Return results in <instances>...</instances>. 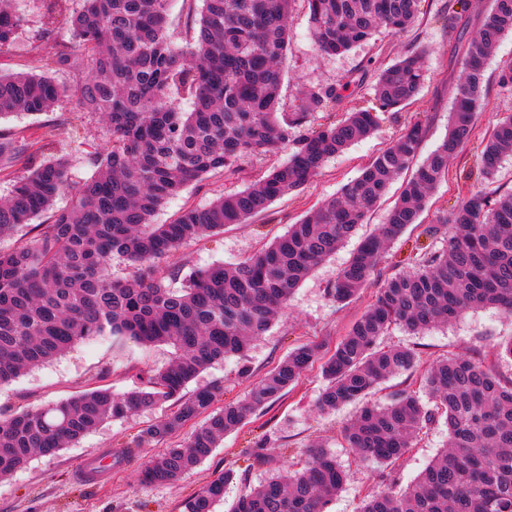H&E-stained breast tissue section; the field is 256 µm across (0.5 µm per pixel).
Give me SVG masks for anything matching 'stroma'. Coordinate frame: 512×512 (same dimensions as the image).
Instances as JSON below:
<instances>
[{
    "mask_svg": "<svg viewBox=\"0 0 512 512\" xmlns=\"http://www.w3.org/2000/svg\"><path fill=\"white\" fill-rule=\"evenodd\" d=\"M469 4L466 18L457 20L453 17L455 0H423L419 18L408 31L385 30L344 54L323 58L317 54L310 36L304 0H294L281 90L284 103H291L302 91L331 84L348 85L355 100L370 99L377 68L392 64L412 48L428 53L423 87L404 109L380 114L373 137L330 158L317 177L298 192L276 200L266 215L194 240L165 258L161 269L167 272L177 268L186 275L214 264L239 262L263 243L282 235L322 200L335 195L415 122L426 123L428 128L422 154L432 152L448 133V110L461 73V42L476 33L488 0H469ZM15 8L25 17V32L0 49V70L41 72L47 42L41 36L40 4L38 0H16ZM509 61L511 36L501 40L487 62L485 107L477 116L470 145L450 161L447 179L435 189L423 214L425 223H434L440 212L458 199L462 172L479 165L477 144L500 117L512 113V91L501 89L498 84V71ZM63 121L76 125L81 142L80 151L72 158V178L77 182L89 179L94 170L87 158L106 144L108 136L101 115L79 111L76 97L65 98L49 112L1 118L0 133L36 142L45 125ZM286 158L282 152L244 162L245 172L241 175L209 174L200 184L190 185L169 199L154 221L169 223L185 206H204L219 194L240 191L248 179L258 178ZM350 252L347 246L339 249L298 288L285 317L275 321L256 341L244 361L250 367L249 376L238 374L242 361L231 356L205 370L199 384H223L224 401H237L294 348L310 341L333 343L344 336L376 293L375 288L369 287L349 303L339 305L330 300L328 288ZM511 337L512 317L498 308L483 307L420 335L393 329L385 341L413 348L425 362L460 354L482 358L493 363L501 375L511 378L512 362L495 356L497 343ZM172 356V348L166 345L142 346L123 336L94 337L0 387V410L38 408L98 387L122 395L138 387L146 372L167 365ZM322 387L319 369H310L283 397L253 415L242 430L226 435L210 458L184 478L166 485H145L140 481L141 470L157 453V446H145L128 456L123 453L141 429L161 416V409L108 421L56 455L34 457L11 478L0 481V512H181L186 497L231 469L237 479L226 488L223 501L214 507V512H228L243 486L257 485L272 471L298 462L309 445L317 441L334 451L350 472L346 485L328 502L325 512H358L378 466L354 459L343 440L342 430L356 414L357 404H346L333 413L318 412L315 402ZM265 432L278 438L276 448L269 451L268 464L246 467L240 457L242 448L252 437ZM446 439L444 426L425 429L417 446L400 463L401 484L413 480L442 450Z\"/></svg>",
    "mask_w": 512,
    "mask_h": 512,
    "instance_id": "obj_1",
    "label": "stroma"
}]
</instances>
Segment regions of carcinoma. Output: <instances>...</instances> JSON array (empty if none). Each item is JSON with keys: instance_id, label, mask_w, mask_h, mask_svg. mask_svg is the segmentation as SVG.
Wrapping results in <instances>:
<instances>
[{"instance_id": "obj_1", "label": "carcinoma", "mask_w": 512, "mask_h": 512, "mask_svg": "<svg viewBox=\"0 0 512 512\" xmlns=\"http://www.w3.org/2000/svg\"><path fill=\"white\" fill-rule=\"evenodd\" d=\"M43 36L58 19L71 42H58L40 74H0V117L53 110L75 92L82 108L106 121L110 143L89 157L94 175L74 187L67 157L43 161L0 203V238L41 214L45 224L11 251L0 250V386L43 365L78 342L107 333L174 349L170 363L118 396L96 389L37 409L0 414V480L36 455H54L103 423L175 404L142 429L133 447L170 440L204 417L186 441L151 457L145 485L170 484L207 460L224 436L276 402L317 365L324 386L322 413L362 401L390 376L415 374L383 406L365 404L344 429L347 448L380 469L359 512H512V379L468 356L421 363L414 349L382 346L399 328L410 334L448 324L475 308L512 314V193L467 188V194L423 224L430 194L448 175V163L471 140L483 105L488 58L512 34V0H489L481 25L463 48V75L448 112L447 137L416 162L427 127L414 123L334 196L268 246L239 263L192 271L180 288L165 283L159 263L176 249L266 213L281 197L303 188L324 163L374 135L378 113L408 105L424 83L426 51L415 49L382 69L372 105L336 121L310 126L314 112H334L345 85L313 87L285 112L283 62L293 0H202L188 47L169 34L168 0H40ZM311 35L325 56L344 53L382 29L402 32L418 19L421 0H305ZM24 18L0 6V49L22 33ZM57 72L75 77L60 83ZM186 99L183 110L177 100ZM31 144L0 136V172L28 157ZM288 150L262 180L206 206L189 207L168 224L152 217L171 197L213 172L240 171L246 158ZM512 155V114L501 117L480 150V175L490 185ZM404 178L385 223L353 250L328 288L346 304L377 283L374 300L345 336L327 351L321 342L290 351L235 403L215 407L218 383L187 393L193 380L229 355L245 358L294 292L329 256L367 223L391 185ZM71 194L68 207L56 199ZM420 230L430 246L415 245L408 267L383 266L393 242ZM137 268L112 278V259ZM442 424L445 448L405 488L398 467L423 430ZM273 436L245 451L265 462ZM226 471L187 498L183 512H213ZM348 473L318 445L301 466L246 487L230 512H323Z\"/></svg>"}]
</instances>
